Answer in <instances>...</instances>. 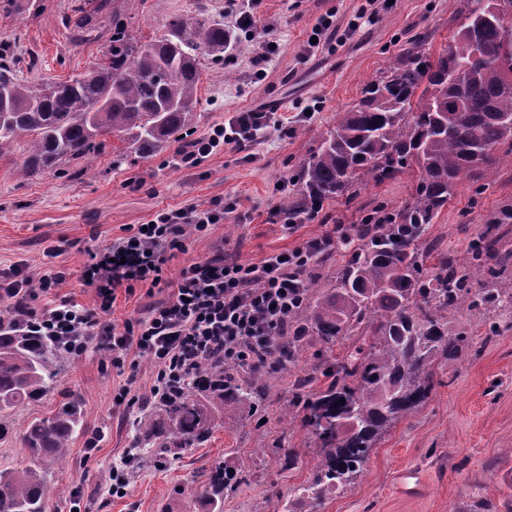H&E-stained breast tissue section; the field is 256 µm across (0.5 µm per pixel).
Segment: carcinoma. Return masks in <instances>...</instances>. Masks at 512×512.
<instances>
[{"mask_svg":"<svg viewBox=\"0 0 512 512\" xmlns=\"http://www.w3.org/2000/svg\"><path fill=\"white\" fill-rule=\"evenodd\" d=\"M464 22L448 48L433 59L416 49L396 60L387 75L370 82L362 97L340 113L319 148L302 160L296 208L350 195L356 184L383 182L417 171L399 223L376 224L372 239L351 251L329 287L309 284L306 303L292 314L288 334L276 337L288 354L253 369L242 361L204 358L179 396L160 412L141 416L136 448L146 463L195 448L220 428L264 403L273 379L296 375L288 422H297L321 451L313 479L294 490L316 512L327 497L351 485L372 448L397 420L429 398L438 361L458 360L468 338L448 333V315L467 309L484 319L486 333L499 332L500 310L512 303V251L486 231L467 256L438 254L437 267L420 261L424 235L463 178L485 170L502 146L512 150V87L495 60L512 55V33L484 22V0H469ZM224 25L176 18L158 40L140 43L119 23L112 26L105 60L66 83L29 85L0 55V154L24 139L25 177L85 157L112 136L128 151L152 155L182 138L199 104L200 61L227 48ZM311 336L321 349L318 364L330 379L311 388L313 376L298 375ZM358 337L345 356L328 353L336 341ZM59 349L45 336L0 321V417L54 391ZM71 399L52 416L29 421L21 442L30 458H61L80 424ZM247 477L224 464L210 468L198 494L208 512H223ZM50 486L32 466L0 470V512H45Z\"/></svg>","mask_w":512,"mask_h":512,"instance_id":"1","label":"carcinoma"}]
</instances>
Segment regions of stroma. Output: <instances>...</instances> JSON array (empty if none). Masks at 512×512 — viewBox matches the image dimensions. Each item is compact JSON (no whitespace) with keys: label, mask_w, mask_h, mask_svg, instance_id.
I'll use <instances>...</instances> for the list:
<instances>
[{"label":"stroma","mask_w":512,"mask_h":512,"mask_svg":"<svg viewBox=\"0 0 512 512\" xmlns=\"http://www.w3.org/2000/svg\"><path fill=\"white\" fill-rule=\"evenodd\" d=\"M88 0H0V50L13 56L17 75L38 85L65 82L101 62L120 15L132 34L147 43L162 36L170 19L223 20L224 0H114L85 35L74 20ZM253 27L236 31L235 51L203 57L198 96L189 132L208 135L238 112H274L283 129H269L246 147L212 154L196 168L174 165L176 143L149 158L113 161L117 139L93 160L78 158L57 171L28 178L17 171L26 147L14 144L0 156V268L21 265L33 276L49 266L67 269L65 294L90 306L94 295L80 275L88 252L122 236L128 224L149 222L162 209L204 208L214 201L235 203L210 235L173 252L170 277L181 268L224 249L243 263L301 246L338 224H372L410 199L415 175L406 172L382 183L369 182L349 198L327 200L318 213L302 216L293 230L282 226L283 202L292 191L299 161L313 153L326 132L360 98L364 87L412 46L436 57L461 23L459 0H252ZM317 47H309L312 36ZM269 56L253 60L260 48ZM494 174L468 177L442 208L428 238L449 254L465 256L485 227L489 212L512 205V152L498 149ZM60 247L55 260L44 250ZM450 332L466 334L469 352L433 366L428 401L391 426L373 448L351 486L327 499L318 512H467L486 499L491 512H512V314H503L498 335L461 309L448 316ZM107 356L89 348L66 358L58 391L26 404L5 419L11 432L0 439V469L29 463L20 441L32 419L54 414L69 399L81 407V428L59 459L41 461L52 487L47 512H204L196 494L207 469L227 460L248 473L247 484L225 497L224 512H286L293 490L310 481L321 462L305 429L282 418L293 380H274L267 404L236 430H216L197 448H186L162 465L134 464L123 494L107 484L113 465L131 453L134 429L113 403L124 379L106 367ZM95 449H87L92 433ZM296 449L292 468L281 465L275 443ZM420 474L423 489L404 493L402 472Z\"/></svg>","instance_id":"1"}]
</instances>
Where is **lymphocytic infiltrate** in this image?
<instances>
[{
  "instance_id": "obj_1",
  "label": "lymphocytic infiltrate",
  "mask_w": 512,
  "mask_h": 512,
  "mask_svg": "<svg viewBox=\"0 0 512 512\" xmlns=\"http://www.w3.org/2000/svg\"><path fill=\"white\" fill-rule=\"evenodd\" d=\"M272 119V113L258 110L236 113L228 125L185 141L177 150L179 162L198 167L224 146L253 140ZM224 211L221 203L161 210L147 225H129L123 236L89 252L81 279L94 292L93 306L64 294L63 269L35 277L18 265L0 269V301L8 302L12 322L56 339L68 354L83 355L91 346L107 352L113 368L127 375L117 392L123 412L176 397L205 357L253 363L275 355V337L287 332L289 316L304 304L314 266L344 250L350 238L343 226L256 264L218 252L170 278L169 253L207 238ZM139 288L148 297L140 316L116 323L111 312L118 290L131 294ZM159 291L165 299H156ZM143 362L153 367L144 387L135 377Z\"/></svg>"
}]
</instances>
